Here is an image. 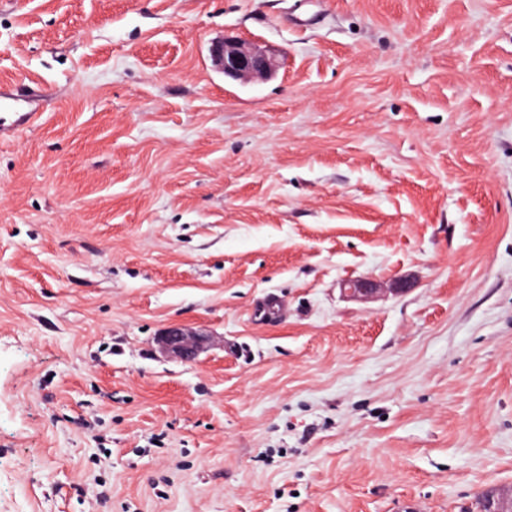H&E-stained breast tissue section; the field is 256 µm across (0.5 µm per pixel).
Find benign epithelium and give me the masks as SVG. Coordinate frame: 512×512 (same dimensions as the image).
Returning a JSON list of instances; mask_svg holds the SVG:
<instances>
[{"instance_id": "obj_1", "label": "benign epithelium", "mask_w": 512, "mask_h": 512, "mask_svg": "<svg viewBox=\"0 0 512 512\" xmlns=\"http://www.w3.org/2000/svg\"><path fill=\"white\" fill-rule=\"evenodd\" d=\"M216 69L234 80L265 79L276 76L282 62L254 42L222 38L210 47ZM344 290L363 299L371 298L377 291L370 279L348 280ZM207 338L182 326H172L158 339L163 354L183 362H193L203 352Z\"/></svg>"}]
</instances>
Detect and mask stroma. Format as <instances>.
I'll use <instances>...</instances> for the list:
<instances>
[{
  "label": "stroma",
  "instance_id": "obj_1",
  "mask_svg": "<svg viewBox=\"0 0 512 512\" xmlns=\"http://www.w3.org/2000/svg\"><path fill=\"white\" fill-rule=\"evenodd\" d=\"M292 4L0 0V512L512 498V0ZM216 69L234 80L265 79L276 76L282 62L254 42L224 37L210 47ZM34 88L0 86V139L35 127L41 117L36 103L40 95ZM3 111V112H2ZM207 338L182 326H172L160 336L158 345L163 354L183 362H193L203 352Z\"/></svg>",
  "mask_w": 512,
  "mask_h": 512
}]
</instances>
